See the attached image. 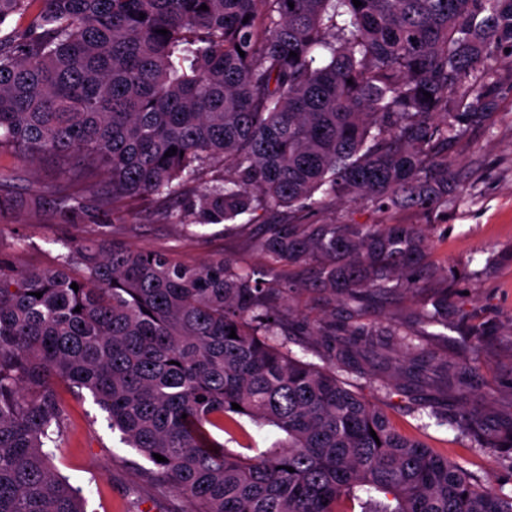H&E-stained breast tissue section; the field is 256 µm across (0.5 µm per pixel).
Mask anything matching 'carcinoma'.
Here are the masks:
<instances>
[{
	"instance_id": "1",
	"label": "carcinoma",
	"mask_w": 512,
	"mask_h": 512,
	"mask_svg": "<svg viewBox=\"0 0 512 512\" xmlns=\"http://www.w3.org/2000/svg\"><path fill=\"white\" fill-rule=\"evenodd\" d=\"M361 2L0 0V27L19 20L0 37V153L49 157L58 177L20 205L81 224L73 188L100 180L114 201L165 196L186 225L290 215L319 193L445 209L448 138L490 119L493 65H512V0ZM206 166L218 174L201 188ZM62 247L45 269L0 258V512H86L53 463L65 388L92 394L185 512H354L351 499L361 512H512V496L478 489L347 387L339 371L378 327L343 329L318 367L274 341L270 297L285 289L255 270L178 265L104 236ZM259 247L330 258L316 285L360 304L415 287L426 242L405 224H276ZM420 315L448 326L440 296ZM466 375L457 409L429 416L512 459V422L485 425ZM244 418L277 435L257 457L211 434L234 442Z\"/></svg>"
}]
</instances>
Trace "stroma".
I'll return each instance as SVG.
<instances>
[{
  "mask_svg": "<svg viewBox=\"0 0 512 512\" xmlns=\"http://www.w3.org/2000/svg\"><path fill=\"white\" fill-rule=\"evenodd\" d=\"M495 77L499 94L490 123L466 128L448 142L454 182L447 209H379L329 199L294 218L298 224L413 225L427 241L416 289L350 306L314 285L317 260L265 257L258 247L264 227L251 217L187 227L167 218L169 203L156 195L127 198L116 207L88 195L80 226L58 213L1 212L0 257L16 269L49 267L62 251V240L100 225L114 242L165 254L176 264L198 267L224 259L238 269L263 271L266 282L279 291L274 304L285 319L284 342L304 361L325 365L330 335L345 326L372 323L388 329L379 348L364 350L359 367L343 372V379L398 431L460 463L480 488L512 495L511 460L472 447L468 438L426 411L430 404L443 412L456 409L448 375L469 366L468 383L488 424L512 421V67L496 66ZM0 166L17 171L13 191L20 197L50 190L55 182L45 160L31 167L3 153ZM438 293L448 296L444 328L426 325L420 317L421 306ZM313 326L321 328V335H310ZM465 329L478 332L474 344H461ZM422 352L437 359L434 372L417 373L415 360ZM63 399L66 421L54 464L82 488L87 512H168L175 494L158 495L145 481L146 460L122 443L91 393L68 389Z\"/></svg>",
  "mask_w": 512,
  "mask_h": 512,
  "instance_id": "stroma-1",
  "label": "stroma"
}]
</instances>
